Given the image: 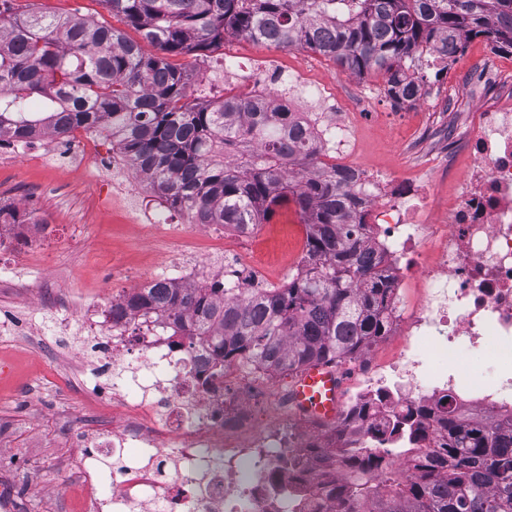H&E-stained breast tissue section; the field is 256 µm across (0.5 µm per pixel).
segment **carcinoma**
I'll list each match as a JSON object with an SVG mask.
<instances>
[{
    "mask_svg": "<svg viewBox=\"0 0 512 512\" xmlns=\"http://www.w3.org/2000/svg\"><path fill=\"white\" fill-rule=\"evenodd\" d=\"M138 34L32 10L0 14V138L103 129L166 205L197 224L252 230L294 203L305 219L307 271L282 288L231 296L219 282L151 286L127 298L212 351L228 371L296 374L314 364L355 362L390 329L392 288L357 252L362 201L355 174L317 165L319 149L274 99L258 107L226 99L203 107L193 73L171 57L203 51L229 35L311 49L344 72L380 71L397 102L419 97L407 63L434 53L435 74L464 43L484 36L512 49V0H102ZM157 53L148 55L145 47ZM42 97L32 111L31 96ZM362 430L412 454L402 478L384 454L338 448L345 476L321 483L332 512H512V429L465 427L448 410L409 407L380 425L356 404L342 443ZM379 476L384 491L370 478ZM318 476L298 469L288 492L321 512Z\"/></svg>",
    "mask_w": 512,
    "mask_h": 512,
    "instance_id": "cac0c4a2",
    "label": "carcinoma"
}]
</instances>
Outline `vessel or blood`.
Wrapping results in <instances>:
<instances>
[{
  "label": "vessel or blood",
  "mask_w": 512,
  "mask_h": 512,
  "mask_svg": "<svg viewBox=\"0 0 512 512\" xmlns=\"http://www.w3.org/2000/svg\"><path fill=\"white\" fill-rule=\"evenodd\" d=\"M291 398L311 421L321 424L334 421L341 407L337 372L323 364L306 368L297 376Z\"/></svg>",
  "instance_id": "1"
}]
</instances>
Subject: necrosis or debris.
<instances>
[{
  "mask_svg": "<svg viewBox=\"0 0 512 512\" xmlns=\"http://www.w3.org/2000/svg\"><path fill=\"white\" fill-rule=\"evenodd\" d=\"M226 72L228 96L255 105L284 78L238 61ZM289 110L316 140L319 166L354 170L365 246L396 290L388 313L400 352L364 364L360 399L512 419V96L464 114L458 144L471 164L445 206L420 181L355 167L354 115L334 97L317 89ZM440 208L445 223L423 222L422 212ZM57 316L78 326L70 350L84 393L112 404L110 427L79 436L81 467L93 476L86 512H301L302 501L267 478L285 455L308 466L312 436L297 419L254 427L257 400L234 372L210 377L212 357L195 339L159 318L143 324L123 298ZM483 348L496 365L491 384L472 377L471 355ZM106 456L112 466L101 477Z\"/></svg>",
  "mask_w": 512,
  "mask_h": 512,
  "instance_id": "necrosis-or-debris-1",
  "label": "necrosis or debris"
}]
</instances>
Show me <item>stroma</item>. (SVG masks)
Masks as SVG:
<instances>
[{"mask_svg":"<svg viewBox=\"0 0 512 512\" xmlns=\"http://www.w3.org/2000/svg\"><path fill=\"white\" fill-rule=\"evenodd\" d=\"M33 9L108 27L124 25L100 0H0V12L7 15ZM230 56L301 73L311 85L334 93L358 114L360 163L412 178L434 161L463 172L466 156L448 154V127L455 113L475 111L489 98L476 86L470 99H458L456 85L480 71L491 80L512 72V54L493 51L486 38H472L450 58L447 74L420 78L419 100L398 104L387 95L381 73L357 77L307 48L279 49L229 37L219 46L174 59L196 72L199 104L222 102L224 61ZM40 151L34 142L0 153V182L32 199L54 226L30 271L48 310L28 317L25 335L0 329V497L14 503V512H76L77 489L86 474L74 424L105 426L112 417L85 405L75 378L78 365L61 342L54 307L101 305L150 273L172 271L186 256L208 268L220 266L228 250L249 257L267 286L279 288L305 254L306 226L291 206L251 233L228 239L222 226L192 223L161 203L128 163L103 171L80 163L72 150L34 161Z\"/></svg>","mask_w":512,"mask_h":512,"instance_id":"obj_1","label":"stroma"}]
</instances>
